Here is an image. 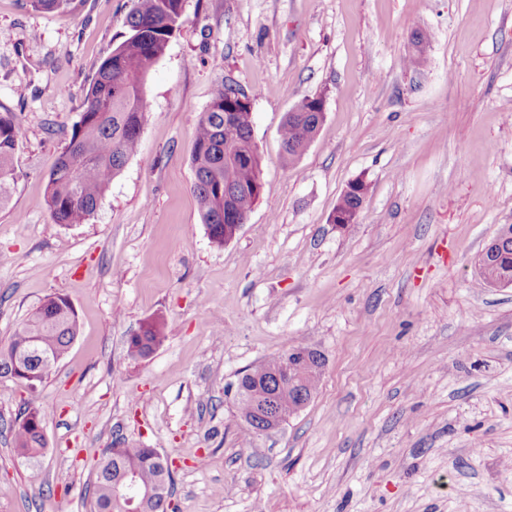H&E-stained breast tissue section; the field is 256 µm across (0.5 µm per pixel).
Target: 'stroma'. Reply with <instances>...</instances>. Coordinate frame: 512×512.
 Masks as SVG:
<instances>
[{
	"instance_id": "stroma-1",
	"label": "stroma",
	"mask_w": 512,
	"mask_h": 512,
	"mask_svg": "<svg viewBox=\"0 0 512 512\" xmlns=\"http://www.w3.org/2000/svg\"><path fill=\"white\" fill-rule=\"evenodd\" d=\"M131 6L0 0V112L23 130L0 210V346L50 295L79 325L39 395L37 461L10 431L29 394L0 381V512H92L119 438L167 459L177 512H512V287L478 267L512 224V0H184L137 154L61 226L47 175ZM222 86L250 99L263 189L219 247L191 155ZM316 95L325 119L286 163L284 116ZM358 178V219L336 227ZM150 322L165 339L132 360ZM299 344L326 358L315 396L248 433L240 373ZM359 183V194L346 193L342 194L336 203L335 211H339L349 217V219L353 218L357 214V209L359 208V212L363 206V201L367 192H368V184L362 180H356ZM362 200V202H361ZM361 204V205H360ZM360 206V207H359Z\"/></svg>"
}]
</instances>
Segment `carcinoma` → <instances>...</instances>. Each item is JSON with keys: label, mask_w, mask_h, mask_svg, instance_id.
<instances>
[{"label": "carcinoma", "mask_w": 512, "mask_h": 512, "mask_svg": "<svg viewBox=\"0 0 512 512\" xmlns=\"http://www.w3.org/2000/svg\"><path fill=\"white\" fill-rule=\"evenodd\" d=\"M183 0H132L126 16L128 36L98 66L87 87L80 119L67 146L58 154L48 176L47 205L56 224H83L96 211L112 179L139 147L141 132L150 111L144 104V82L179 28ZM324 120L320 97L301 100L286 113L281 126L284 159L293 163L309 146ZM21 127L10 112L0 113V210L10 202L18 173L14 155ZM192 191L209 238L224 245V212L233 210L248 217L259 199L255 186L262 183V160L252 137V115L248 104L224 88L219 89L196 130L191 158ZM359 193L340 196L336 210L352 218L357 214L368 184L361 180ZM501 248L479 258L486 282H512V225L498 235ZM78 335V320L68 299L52 295L22 322L9 343L0 347V362L17 359L31 366L40 377L38 389L30 391L31 403L14 426V449L26 459H35L46 441L32 424L44 414L34 404L39 387L52 376ZM164 340L160 328L147 324L128 341L129 355L147 359ZM286 361L280 354L245 370L237 379L239 414L252 407L255 395L268 392V382ZM137 477L143 488L164 483L170 493L173 473L168 462L142 445L115 440L107 448L95 474V512H123L124 502L115 486L125 472Z\"/></svg>", "instance_id": "1"}]
</instances>
